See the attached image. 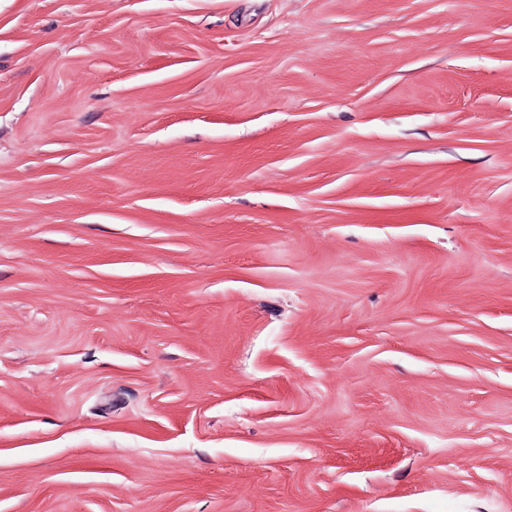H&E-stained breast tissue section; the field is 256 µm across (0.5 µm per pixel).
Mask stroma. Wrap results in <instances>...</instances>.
I'll list each match as a JSON object with an SVG mask.
<instances>
[{
	"mask_svg": "<svg viewBox=\"0 0 512 512\" xmlns=\"http://www.w3.org/2000/svg\"><path fill=\"white\" fill-rule=\"evenodd\" d=\"M0 512H512V0H0Z\"/></svg>",
	"mask_w": 512,
	"mask_h": 512,
	"instance_id": "1",
	"label": "stroma"
}]
</instances>
